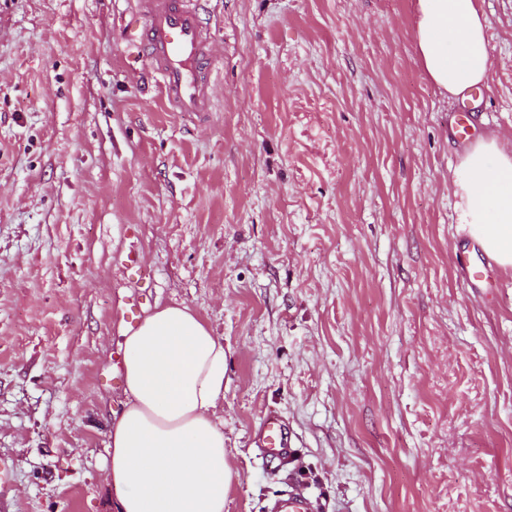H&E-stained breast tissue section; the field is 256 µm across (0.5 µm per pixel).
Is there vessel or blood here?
<instances>
[{
  "instance_id": "1",
  "label": "vessel or blood",
  "mask_w": 512,
  "mask_h": 512,
  "mask_svg": "<svg viewBox=\"0 0 512 512\" xmlns=\"http://www.w3.org/2000/svg\"><path fill=\"white\" fill-rule=\"evenodd\" d=\"M136 5L130 38L146 52L170 110L189 115L211 111L214 40L202 21L199 0H136ZM259 431L262 459L272 470H281L290 456L282 420L265 413ZM275 509L316 512L313 499L294 482Z\"/></svg>"
}]
</instances>
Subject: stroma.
<instances>
[{"label":"stroma","mask_w":512,"mask_h":512,"mask_svg":"<svg viewBox=\"0 0 512 512\" xmlns=\"http://www.w3.org/2000/svg\"><path fill=\"white\" fill-rule=\"evenodd\" d=\"M478 4L491 71L463 130L413 0H204L203 118L126 41L135 0H0V512H116L120 330L164 304L224 340V512L292 478L318 512H512V271L457 186L479 138L512 151V0ZM259 431L262 459L272 470L280 471L291 454L288 432L282 420L276 413L267 412L261 419Z\"/></svg>","instance_id":"1"}]
</instances>
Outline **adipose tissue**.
Segmentation results:
<instances>
[{
    "instance_id": "1",
    "label": "adipose tissue",
    "mask_w": 512,
    "mask_h": 512,
    "mask_svg": "<svg viewBox=\"0 0 512 512\" xmlns=\"http://www.w3.org/2000/svg\"><path fill=\"white\" fill-rule=\"evenodd\" d=\"M413 40L426 78L444 95L484 85L487 22L477 0H414ZM461 221L502 269L512 270V153L483 139L460 165ZM125 407L109 429L107 479L119 512H224L234 473L215 410L226 354L185 305L156 307L121 333Z\"/></svg>"
}]
</instances>
